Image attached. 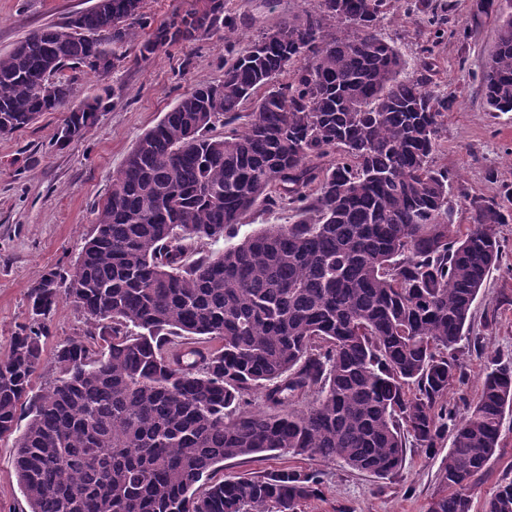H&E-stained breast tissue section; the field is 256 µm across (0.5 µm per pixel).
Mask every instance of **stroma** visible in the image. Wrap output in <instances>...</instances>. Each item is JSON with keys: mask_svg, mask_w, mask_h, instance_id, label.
<instances>
[{"mask_svg": "<svg viewBox=\"0 0 512 512\" xmlns=\"http://www.w3.org/2000/svg\"><path fill=\"white\" fill-rule=\"evenodd\" d=\"M428 11L450 16L468 39H434L418 14L408 13L405 0H390L377 31L393 44L412 72H420L421 48L434 41V69L429 87L453 96L443 118L436 167L448 170L473 196L500 195L512 211V112L487 111L476 80L497 36L496 12L483 10L481 0H424ZM90 0H0V53L31 32L60 24L86 10ZM197 0H144L149 27L138 29L121 49L123 61L110 74L84 76L74 86L75 100L110 89L107 107L99 112L84 138L60 144L59 130L67 110L40 114L20 130L0 134V357L10 340L31 317L29 295L42 276L57 267H71L93 229L96 209L122 167L136 139L156 125L178 97L199 80L224 77V40L202 35L192 43L165 44L145 55L144 40L172 13L195 8ZM305 0H250L240 32L254 37L283 18L301 13ZM500 266L481 289L471 310L470 341L464 358L465 377L449 391L448 403L474 399L486 372L487 358L512 359V223L497 227ZM85 320L70 302L54 312L45 353L56 344L82 336ZM17 435L0 438V512H28L15 471ZM441 456L407 446L403 470L378 479L340 463L290 456H261L225 461L228 475L251 477L294 468L320 472L321 497L303 504L301 512H425L439 486ZM512 480V412L501 428L500 448L481 475L473 510L481 512L485 497Z\"/></svg>", "mask_w": 512, "mask_h": 512, "instance_id": "obj_1", "label": "stroma"}]
</instances>
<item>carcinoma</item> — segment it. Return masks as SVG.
<instances>
[{
  "instance_id": "obj_1",
  "label": "carcinoma",
  "mask_w": 512,
  "mask_h": 512,
  "mask_svg": "<svg viewBox=\"0 0 512 512\" xmlns=\"http://www.w3.org/2000/svg\"><path fill=\"white\" fill-rule=\"evenodd\" d=\"M202 2L142 52L222 31L224 79L196 82L134 144L80 258L32 288L30 321L0 358V437L27 418L15 468L29 512H300L321 474L218 479L217 468L278 453L384 478L408 438L432 451L448 433L427 512H472L512 409V362L488 359L463 411L444 400L512 214L434 167L448 97L376 33L386 0H313L251 39L240 12ZM142 3L94 0L1 53L0 134L70 105L81 76L104 75L98 61L117 67ZM426 22L465 34L442 15ZM491 57L487 109L512 112V14ZM103 103L84 101L57 141L82 138ZM454 196L473 211L464 234ZM258 207L295 220L204 248ZM64 298L86 331L55 347L57 376L37 394ZM260 390L278 412L244 408ZM483 512H512V481Z\"/></svg>"
}]
</instances>
